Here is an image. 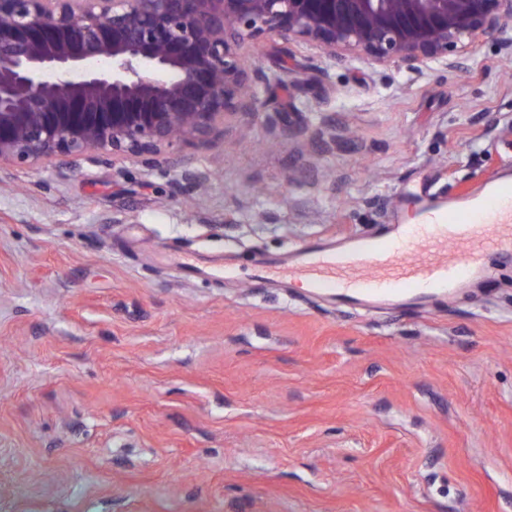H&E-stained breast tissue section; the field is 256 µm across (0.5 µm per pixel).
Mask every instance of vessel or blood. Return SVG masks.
Instances as JSON below:
<instances>
[{
  "label": "vessel or blood",
  "instance_id": "1",
  "mask_svg": "<svg viewBox=\"0 0 512 512\" xmlns=\"http://www.w3.org/2000/svg\"><path fill=\"white\" fill-rule=\"evenodd\" d=\"M418 223L390 225L386 234L336 249L312 244L298 251L292 274L313 293L346 306L389 299L421 306L455 290L465 279L488 274L494 255L512 252V185L491 181L476 195L416 200ZM191 275L219 279L227 271L177 256Z\"/></svg>",
  "mask_w": 512,
  "mask_h": 512
}]
</instances>
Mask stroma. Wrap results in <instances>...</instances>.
Returning a JSON list of instances; mask_svg holds the SVG:
<instances>
[{
  "label": "stroma",
  "mask_w": 512,
  "mask_h": 512,
  "mask_svg": "<svg viewBox=\"0 0 512 512\" xmlns=\"http://www.w3.org/2000/svg\"><path fill=\"white\" fill-rule=\"evenodd\" d=\"M254 59L265 117L209 148L0 173V512H512V257L423 308L251 275L512 174V44L462 72ZM175 261L181 266L182 270L191 275H199L207 278H224L227 271L224 267H213L205 265L204 263L189 258L187 256L176 255L173 257Z\"/></svg>",
  "instance_id": "stroma-1"
}]
</instances>
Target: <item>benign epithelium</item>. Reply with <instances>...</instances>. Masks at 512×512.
<instances>
[{
	"label": "benign epithelium",
	"instance_id": "obj_1",
	"mask_svg": "<svg viewBox=\"0 0 512 512\" xmlns=\"http://www.w3.org/2000/svg\"><path fill=\"white\" fill-rule=\"evenodd\" d=\"M509 32L512 0H0V171L212 146L228 116L262 114L267 76L240 49L268 34L457 72ZM206 178L184 170L175 186Z\"/></svg>",
	"mask_w": 512,
	"mask_h": 512
}]
</instances>
